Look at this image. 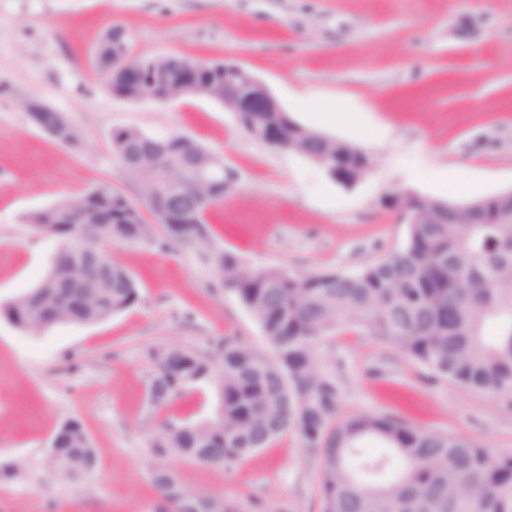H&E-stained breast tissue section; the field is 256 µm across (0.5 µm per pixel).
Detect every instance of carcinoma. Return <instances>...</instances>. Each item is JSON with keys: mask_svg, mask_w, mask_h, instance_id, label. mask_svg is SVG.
Here are the masks:
<instances>
[{"mask_svg": "<svg viewBox=\"0 0 512 512\" xmlns=\"http://www.w3.org/2000/svg\"><path fill=\"white\" fill-rule=\"evenodd\" d=\"M113 26L94 49L92 64L112 94L145 97L124 84L113 63ZM176 57L141 61L165 72L148 98L167 99L178 76ZM277 123L287 142L304 130L286 112H246L242 127L256 140ZM112 150L124 176L138 189L133 202L110 183L64 198L29 216L38 231L71 245L142 243L170 247L213 265L218 278L206 283L214 294L232 295L258 322L271 354L257 352L235 336L207 352L179 344L150 348L148 399L163 408L214 381L219 409L206 422L181 418L161 424L151 445V512H237L223 497L186 487L174 467L180 458L231 471L291 431L319 464L322 512H512V456L494 454L464 436L417 428L391 414L338 417L341 389L320 368L317 347L348 329H360L463 390L512 395V195L500 194L466 207L432 202L434 221L414 224L420 198H402L409 217L404 245L353 273L295 271L286 265L254 270L230 251L217 248L208 231L211 211L229 189L224 170L205 192L197 185L195 160L209 150L193 137L149 135L137 128L112 133ZM369 154L341 142L334 165L365 173ZM154 223H147L142 210ZM101 295L56 286L69 263L53 256L43 279L19 297L0 304V317L23 332H42L74 312L73 324H94L140 301L134 276L105 254ZM67 446L46 465L80 482L94 472L98 449L80 419L60 424ZM384 447L368 452L362 443Z\"/></svg>", "mask_w": 512, "mask_h": 512, "instance_id": "cac0c4a2", "label": "carcinoma"}]
</instances>
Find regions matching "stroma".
I'll return each instance as SVG.
<instances>
[{
    "instance_id": "stroma-1",
    "label": "stroma",
    "mask_w": 512,
    "mask_h": 512,
    "mask_svg": "<svg viewBox=\"0 0 512 512\" xmlns=\"http://www.w3.org/2000/svg\"><path fill=\"white\" fill-rule=\"evenodd\" d=\"M114 25L135 59L240 64L295 121L362 146L370 173L338 185L309 160L249 137L215 100L113 95L91 56ZM34 101L68 119L81 151L33 123ZM127 127L182 132L223 158L230 194L208 218L218 247L256 269L353 272L407 239V224L384 204L391 190L467 202L512 189V0H0V301L35 286L61 245L25 215L101 182L136 198L112 152L113 130ZM111 254L140 282L133 308L39 333L0 319V461L22 464L0 482V512H150V448L163 416L211 418L217 397L209 389L156 412L147 350L205 351L225 336L269 350L233 296L206 290L216 271L192 255L144 245ZM317 355L341 388V415L393 414L512 455V399L460 389L357 329ZM69 416L99 450L81 483L43 466ZM174 466L187 487L239 512H322L318 464L293 432L229 473Z\"/></svg>"
}]
</instances>
